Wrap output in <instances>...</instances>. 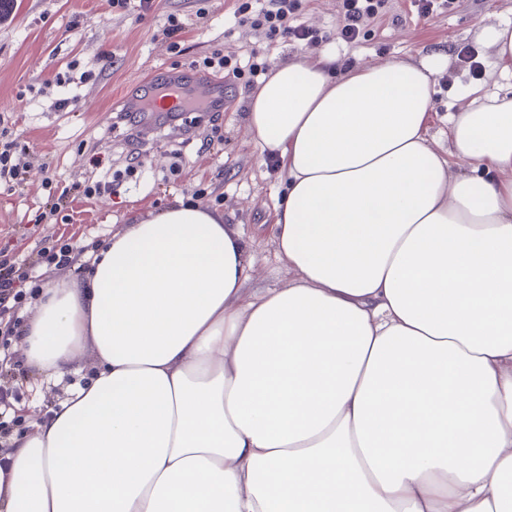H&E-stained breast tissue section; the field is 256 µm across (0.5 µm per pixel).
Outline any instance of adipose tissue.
I'll list each match as a JSON object with an SVG mask.
<instances>
[{"instance_id": "1", "label": "adipose tissue", "mask_w": 512, "mask_h": 512, "mask_svg": "<svg viewBox=\"0 0 512 512\" xmlns=\"http://www.w3.org/2000/svg\"><path fill=\"white\" fill-rule=\"evenodd\" d=\"M447 68L325 52L252 91L281 287L179 198L40 293L28 365L95 371L11 437L0 512H512V96L459 88L439 150Z\"/></svg>"}]
</instances>
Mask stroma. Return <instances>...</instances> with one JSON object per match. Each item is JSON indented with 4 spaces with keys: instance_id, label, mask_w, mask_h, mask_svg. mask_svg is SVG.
<instances>
[{
    "instance_id": "stroma-1",
    "label": "stroma",
    "mask_w": 512,
    "mask_h": 512,
    "mask_svg": "<svg viewBox=\"0 0 512 512\" xmlns=\"http://www.w3.org/2000/svg\"><path fill=\"white\" fill-rule=\"evenodd\" d=\"M241 2L156 0L151 11L139 13L115 9L112 0H0V133L24 146L26 162L18 184H0V250L27 252L44 239L76 247L99 238L107 242L133 215L162 210L181 197L222 211L237 224L262 284L283 285L288 271L274 245V214L287 178L263 160L247 129L251 90L245 79L232 82L235 111L216 116L179 113L177 124L193 128L188 145L166 134L137 146L136 126L113 117L123 96L141 93L138 76L158 67H191L227 45L243 60L258 50L271 66L293 55L314 58L324 52L335 54L337 61L351 58L359 64L407 60L471 44L486 66L482 86L512 94V75H501L494 49L478 40L480 27L488 21H512V0H457L452 11L433 17L419 16L412 0H390L387 17L352 48L337 34L336 0H311L303 20L318 28L323 40L310 48L281 33L260 42L226 36ZM172 15L186 24L176 49L163 34ZM62 71L69 73L70 82L55 83V74ZM472 82L465 71L452 82L437 76L428 121L435 146L447 147V116L463 105L456 89ZM206 141L210 150H201ZM176 150L182 153L183 172L178 180L168 181L165 157ZM134 151L148 180L126 179L116 191L91 199L76 190V182L91 171V157L121 170ZM64 185L72 188L68 216L58 220L49 210ZM19 369L25 385L13 402V436L28 432L34 418L47 415L64 398L69 383H86L94 360L91 352H84L61 381L38 376L24 363Z\"/></svg>"
}]
</instances>
